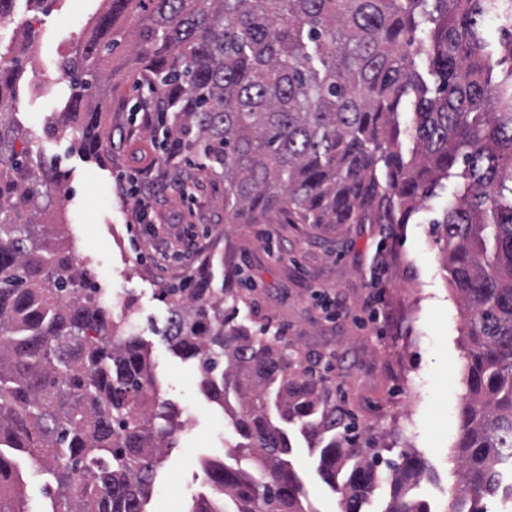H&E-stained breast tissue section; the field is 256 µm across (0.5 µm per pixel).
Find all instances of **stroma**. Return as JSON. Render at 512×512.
<instances>
[{"label": "stroma", "mask_w": 512, "mask_h": 512, "mask_svg": "<svg viewBox=\"0 0 512 512\" xmlns=\"http://www.w3.org/2000/svg\"><path fill=\"white\" fill-rule=\"evenodd\" d=\"M107 0H58L52 10L26 0L1 38L16 53L34 47L14 95L17 118L28 133L33 158L54 162L63 180L53 191L50 219L75 253L108 288L114 321L137 335L150 353L156 389L175 415L173 444L156 472L147 512H189L193 499L211 495L200 473L203 462L223 460L230 439L224 411L202 392L194 361L176 356L161 335L167 307L160 292L190 281L203 264L222 280L224 258L243 270L239 318L252 329L282 332L291 357L314 366L361 432L375 437L381 467L412 453L428 476L417 490L432 512H449L448 491L457 487V432L430 418L433 405L462 399L467 342L463 310L446 270L445 246L432 222L453 192L439 189L406 224H232L224 214V177L201 159L164 163L138 109L146 86L129 77L135 68L132 43L115 51V76L98 103L104 144L90 158L71 148L70 132H49L47 122L68 92L59 49L80 44ZM44 74L34 82V70ZM158 168L163 186L153 190V207L135 222L132 207L115 182L117 173ZM96 179L109 192L107 203L85 216L84 189ZM93 230L103 249L86 248ZM443 310L433 322L434 310ZM453 370L452 390L439 387ZM413 389L410 424L398 428L406 389ZM290 458L314 512H336L339 494L316 471L315 456L298 427L288 429Z\"/></svg>", "instance_id": "stroma-1"}]
</instances>
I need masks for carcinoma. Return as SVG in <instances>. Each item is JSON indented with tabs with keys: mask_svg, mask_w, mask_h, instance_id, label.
I'll return each mask as SVG.
<instances>
[{
	"mask_svg": "<svg viewBox=\"0 0 512 512\" xmlns=\"http://www.w3.org/2000/svg\"><path fill=\"white\" fill-rule=\"evenodd\" d=\"M108 2L62 61L69 95L48 121L73 129L83 153L102 148L90 98L129 36L114 21L137 13V77L150 76L155 111L175 113L162 143L222 169L232 223L407 224L442 181H457L433 221L468 340L456 443L464 494L452 512L512 503L503 455L512 448V0ZM488 14L502 22L494 47ZM21 71L19 58L0 53V512H33L19 458L56 483L51 512H143L176 423L166 402L147 396L148 351L121 334L105 290L40 220L57 175L16 150L28 136L11 101ZM402 113L412 114L404 130ZM238 272L226 261L219 289L205 267L194 287L162 290V335L198 365L203 393L224 406L236 448L254 463L213 464L206 480L224 493L223 512H312L269 417L276 384L280 419L302 423L321 447L318 471L342 512H361L378 480L376 449L345 436L324 442L343 427L325 404L328 388L280 336L238 320ZM425 470L404 457L384 512H431L414 494Z\"/></svg>",
	"mask_w": 512,
	"mask_h": 512,
	"instance_id": "cac0c4a2",
	"label": "carcinoma"
}]
</instances>
